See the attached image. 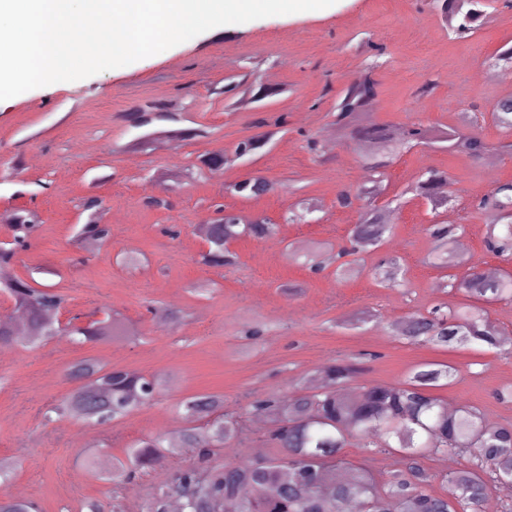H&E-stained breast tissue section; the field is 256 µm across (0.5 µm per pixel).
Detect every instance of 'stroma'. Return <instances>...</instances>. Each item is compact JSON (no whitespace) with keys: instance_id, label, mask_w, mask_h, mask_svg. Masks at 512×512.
<instances>
[{"instance_id":"stroma-1","label":"stroma","mask_w":512,"mask_h":512,"mask_svg":"<svg viewBox=\"0 0 512 512\" xmlns=\"http://www.w3.org/2000/svg\"><path fill=\"white\" fill-rule=\"evenodd\" d=\"M506 44L512 8L504 0H492L464 39L450 34L425 0H336L320 10L219 26L125 67L0 101V216L26 209L37 224L17 252L16 274L63 294L65 316L87 320L112 310L136 332L129 341L58 337L0 347V463L13 472L7 493L36 502L40 512H87L92 503L112 512L116 498L124 512H148L156 490L187 465L277 456L250 403L270 392L288 394L339 359L356 368L348 383L355 392L402 381L420 363H449L454 380L435 388L436 396L512 424V402L496 397L512 387V354L474 345L439 349L392 332L412 314L463 299L440 289L444 272L429 261L434 242L426 231L434 214L406 192L425 171L451 181L455 198L446 219L463 225L467 255L484 271L512 268L486 250L489 220L476 206L512 181V153L499 149L502 136L489 118L497 101L512 95V83L481 76ZM369 65L378 124L460 127L495 145L496 161L490 166L441 143L390 159L385 197L402 200L391 231L339 277L336 254L360 210L339 207L336 198L366 181L367 147L340 140L328 150L322 142L336 131L339 92ZM252 68L262 79L276 72L278 95L259 103L242 89L225 95L226 77ZM427 79L434 92L418 96ZM158 106L177 113V122L133 125V112ZM267 128L276 132L267 147L237 157L239 142ZM213 153L223 154V170L200 174V160ZM250 177L265 178L274 191L259 198L225 192L226 184ZM91 194L105 202L102 221L112 237L90 248L74 235L87 220L82 202ZM152 196L167 199L168 207L150 205ZM219 208L266 219L277 227L275 238L234 241L233 266L201 264L198 227ZM293 211L304 212V221L289 223ZM315 243L326 264L319 273L288 256ZM392 256L401 260L404 282L384 287L375 270ZM362 310L372 319L348 327ZM254 319L268 330L251 342L241 331ZM87 358L160 377L164 386L152 405L100 427L46 421L47 409L73 387L72 366ZM204 393L223 395L253 447L205 458L165 454L117 486L89 472L85 461L97 450L121 458L143 437L181 431L178 403ZM341 457L346 470L369 468L381 483L405 467L393 453L366 455L356 438Z\"/></svg>"}]
</instances>
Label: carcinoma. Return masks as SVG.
Listing matches in <instances>:
<instances>
[{
	"label": "carcinoma",
	"instance_id": "cac0c4a2",
	"mask_svg": "<svg viewBox=\"0 0 512 512\" xmlns=\"http://www.w3.org/2000/svg\"><path fill=\"white\" fill-rule=\"evenodd\" d=\"M431 6L450 21L451 32L458 38L471 36L484 16L487 0H431ZM377 95L372 68L347 83L336 102V128L342 136L382 148L398 149L409 143L425 144L442 138L448 148L478 159L491 146L480 135L460 129L437 131L422 124L392 130L372 121L371 105ZM492 123L506 141L500 148L512 151V97L508 104L498 103L491 113ZM386 158L375 153L366 157L372 179L357 193L343 191L338 202L350 208L362 200L358 224L354 225L349 246L338 257L355 256L378 246L390 225L378 212L375 199L383 191ZM447 177L429 171L412 191L431 203L442 199L441 185ZM103 201L94 197L87 204L89 220L79 236L88 241L104 240L109 235L95 211ZM478 208L491 213L493 221L486 231V247L501 256L512 255V183L498 185L492 194L479 200ZM33 216L18 214L13 222V242L0 246V290L8 293L24 315L23 325L0 319V346L28 345L51 340L60 335L56 316L64 305L62 295L30 285L13 272L17 249L26 246L34 232ZM459 225L435 221L428 232L436 243L438 266L451 269L440 287L461 292L467 303L443 310L439 306L428 314H414L395 327L396 335L413 343L448 348L455 345H481L500 352L512 351V340L489 318L483 304L512 302V274L488 277L478 272L473 257H462L451 247ZM276 227L265 221L256 224H208L202 227L208 250L201 254L205 265L227 266L235 255L225 248V241L243 235L267 238ZM400 267L390 259L377 273L380 282H397ZM68 335H79L87 342L112 341L134 335V329L117 316L102 321L73 325ZM70 375L83 383L63 400L50 407L45 417L69 416L85 422L105 423L121 420L134 410L151 405L162 386L158 378H148L137 371L106 369L85 360L74 366ZM350 368L331 363L319 368L315 378L323 381L317 391L297 389L284 396L272 392L251 403L252 411L267 417L271 428L267 437L281 454L274 458L215 465L206 469L183 468L168 484L159 488L153 512H165L164 497L170 492L186 500V512H226L225 506H242L241 512H347L351 502L362 499L371 504L370 512H452L448 497H453L461 512H484L487 481L473 469H460L448 475V495L430 493L428 475L418 458L430 455H456L468 452L476 459L494 464L498 473L512 478V426L489 421L473 407L448 412V404L431 390L447 385L453 368L440 363L415 369L404 381L377 385L356 394L347 383ZM224 396L201 394L185 399L180 408L190 423L175 446L165 444L162 436L144 438L128 448L125 458L100 453L88 459L91 471L110 482L129 480L137 467L152 462L163 453L177 454L186 448L202 455L212 448H222L230 439L236 447L246 448L249 437L238 420L223 414ZM216 418L205 428L192 423L211 415ZM365 438L363 451L368 455L399 450L407 472L393 475L383 487H377L373 473L364 467L345 476L336 469L337 458L352 434ZM31 502L0 495V512H36Z\"/></svg>",
	"mask_w": 512,
	"mask_h": 512
}]
</instances>
